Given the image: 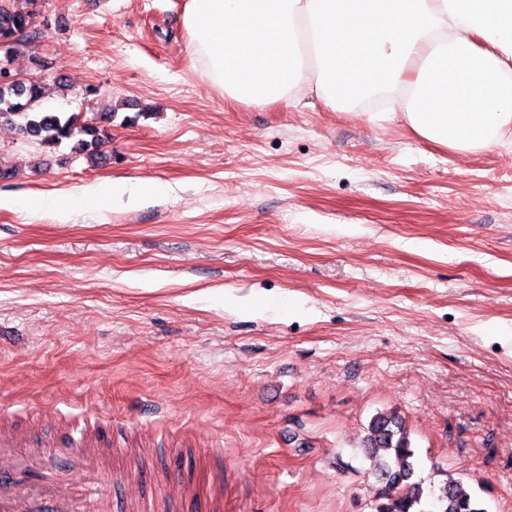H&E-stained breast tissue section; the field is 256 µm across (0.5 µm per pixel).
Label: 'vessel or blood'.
I'll return each instance as SVG.
<instances>
[{
    "mask_svg": "<svg viewBox=\"0 0 512 512\" xmlns=\"http://www.w3.org/2000/svg\"><path fill=\"white\" fill-rule=\"evenodd\" d=\"M67 441L55 450V470L42 468L45 443L33 441L23 429L0 435V512H113L110 484L125 480L115 471V450L101 426L69 424ZM80 463L77 495L58 491V477ZM164 496L143 503L128 502L125 512H180L187 500L186 484L176 471H168Z\"/></svg>",
    "mask_w": 512,
    "mask_h": 512,
    "instance_id": "vessel-or-blood-1",
    "label": "vessel or blood"
}]
</instances>
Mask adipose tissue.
I'll list each match as a JSON object with an SVG mask.
<instances>
[{"mask_svg":"<svg viewBox=\"0 0 512 512\" xmlns=\"http://www.w3.org/2000/svg\"><path fill=\"white\" fill-rule=\"evenodd\" d=\"M200 76L243 104L381 99L369 122L401 120L439 147L476 154L512 136V0H187ZM106 180L46 196L65 219L86 203L157 192Z\"/></svg>","mask_w":512,"mask_h":512,"instance_id":"1","label":"adipose tissue"}]
</instances>
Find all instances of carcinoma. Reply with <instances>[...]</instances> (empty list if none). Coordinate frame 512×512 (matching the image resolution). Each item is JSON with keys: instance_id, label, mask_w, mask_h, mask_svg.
<instances>
[{"instance_id": "obj_1", "label": "carcinoma", "mask_w": 512, "mask_h": 512, "mask_svg": "<svg viewBox=\"0 0 512 512\" xmlns=\"http://www.w3.org/2000/svg\"><path fill=\"white\" fill-rule=\"evenodd\" d=\"M35 0H0V125L23 138H34L53 149L64 140H76L73 149L91 164L97 162L105 141L97 120L112 121L106 108L88 118L83 112H47L42 108L45 81L17 86L5 79L13 74L20 54L33 55L14 43L34 44L30 27ZM369 472L379 483L371 505L373 512H429L424 498V479L416 477L414 450L403 420L395 413L374 415L361 441ZM438 512H487L483 503L455 479L448 478L437 497Z\"/></svg>"}]
</instances>
